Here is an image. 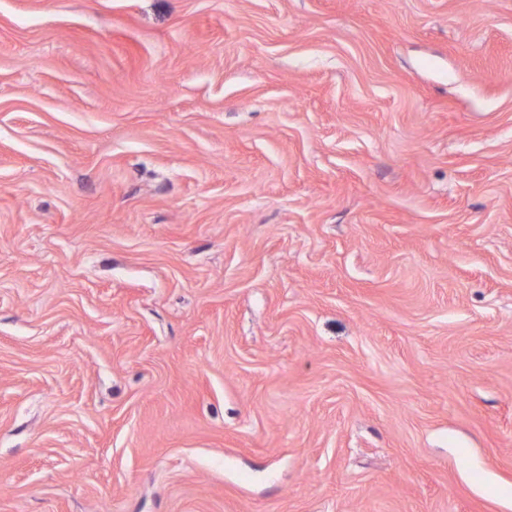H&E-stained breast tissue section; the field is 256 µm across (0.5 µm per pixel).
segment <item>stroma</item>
I'll return each mask as SVG.
<instances>
[{
    "label": "stroma",
    "instance_id": "stroma-1",
    "mask_svg": "<svg viewBox=\"0 0 512 512\" xmlns=\"http://www.w3.org/2000/svg\"><path fill=\"white\" fill-rule=\"evenodd\" d=\"M0 512H512V0H0Z\"/></svg>",
    "mask_w": 512,
    "mask_h": 512
}]
</instances>
